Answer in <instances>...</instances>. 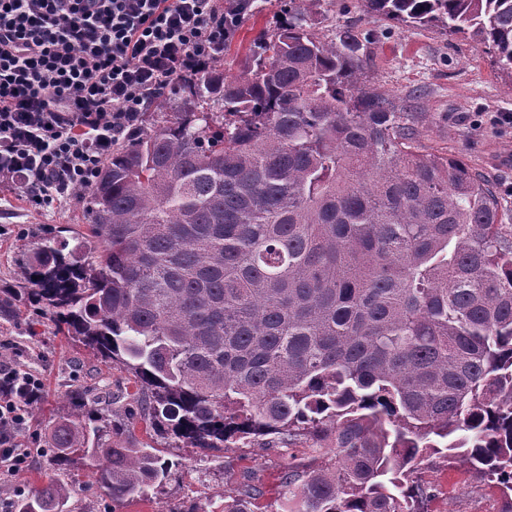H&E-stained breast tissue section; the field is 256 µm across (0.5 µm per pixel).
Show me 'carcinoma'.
<instances>
[{
  "mask_svg": "<svg viewBox=\"0 0 512 512\" xmlns=\"http://www.w3.org/2000/svg\"><path fill=\"white\" fill-rule=\"evenodd\" d=\"M512 70V0H363ZM359 35L304 7L163 97L106 158L87 234L23 266L64 333L148 398L112 432V393L77 390L50 426L55 465L95 462L113 504L157 495L170 465L137 421L197 448L316 439L280 512H425L424 462L461 459L512 512V224L463 161L421 150L404 100L367 77ZM96 415L102 424L85 421ZM16 512H72L48 472ZM252 484L224 512H254Z\"/></svg>",
  "mask_w": 512,
  "mask_h": 512,
  "instance_id": "cac0c4a2",
  "label": "carcinoma"
}]
</instances>
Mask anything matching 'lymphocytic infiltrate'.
I'll return each instance as SVG.
<instances>
[{
  "label": "lymphocytic infiltrate",
  "instance_id": "obj_1",
  "mask_svg": "<svg viewBox=\"0 0 512 512\" xmlns=\"http://www.w3.org/2000/svg\"><path fill=\"white\" fill-rule=\"evenodd\" d=\"M233 0H0V189L43 208L89 187L143 112L224 56ZM41 379L0 361V473Z\"/></svg>",
  "mask_w": 512,
  "mask_h": 512
}]
</instances>
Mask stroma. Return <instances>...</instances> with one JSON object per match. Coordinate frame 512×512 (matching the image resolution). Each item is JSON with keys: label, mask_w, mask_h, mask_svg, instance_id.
<instances>
[{"label": "stroma", "mask_w": 512, "mask_h": 512, "mask_svg": "<svg viewBox=\"0 0 512 512\" xmlns=\"http://www.w3.org/2000/svg\"><path fill=\"white\" fill-rule=\"evenodd\" d=\"M233 39L224 46V72L241 75L260 31L273 28L291 0H256ZM317 28L347 26L370 33L369 76L376 84L408 97L418 116L421 143L427 151L461 158L493 184L503 221L512 224V75L502 72L494 57L474 41L444 34L436 28H408L367 16L361 0H311L307 6ZM88 200L74 190L69 200L45 209L31 208L21 191L0 193V289L22 288V254L32 252L44 238L73 242L86 231ZM0 360L39 375L45 390L27 409L18 437L32 451L29 465L16 474L0 475V500L13 499L16 487L32 489L52 469L43 425L66 413V396L78 389L104 384L113 390L129 386L128 375L101 360L91 349L71 341L51 313L15 302L11 313L0 314ZM153 447L171 463V477L161 494L148 501L110 505L92 488L93 468L80 460L66 474L82 492L73 503L79 512H211L224 501V492L244 481L259 489L255 512H274L284 491L283 475L289 455L308 456L306 443L269 448H194L171 435L154 436ZM423 477L434 485L428 512H500L502 501L494 488L484 487L481 498L471 497L474 473L464 463L447 468L425 466Z\"/></svg>", "instance_id": "1"}]
</instances>
